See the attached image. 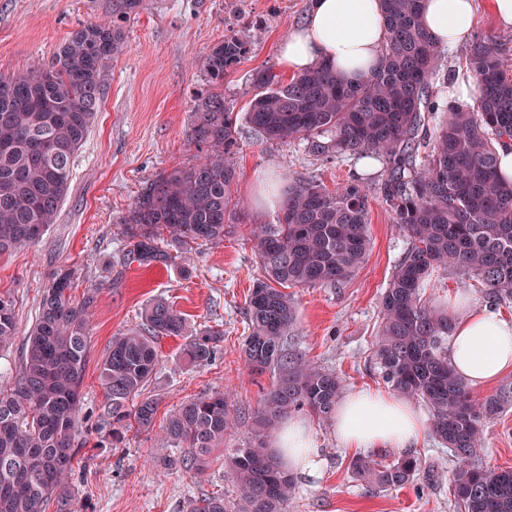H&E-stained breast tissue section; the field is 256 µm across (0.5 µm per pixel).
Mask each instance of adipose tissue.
<instances>
[{"instance_id": "ef3b65f1", "label": "adipose tissue", "mask_w": 512, "mask_h": 512, "mask_svg": "<svg viewBox=\"0 0 512 512\" xmlns=\"http://www.w3.org/2000/svg\"><path fill=\"white\" fill-rule=\"evenodd\" d=\"M423 21L438 45L453 48L469 41L476 26L474 0H424ZM384 44L381 0H312L305 21L277 47L282 70L298 75L319 63L358 79L371 73ZM456 314L448 337V361L468 384L479 386L512 370V320L495 308L452 298ZM422 412L407 399L369 387L351 389L338 402L336 438L355 453L367 448L413 446L427 429ZM277 453L291 471L312 475L321 452L303 420L286 421Z\"/></svg>"}]
</instances>
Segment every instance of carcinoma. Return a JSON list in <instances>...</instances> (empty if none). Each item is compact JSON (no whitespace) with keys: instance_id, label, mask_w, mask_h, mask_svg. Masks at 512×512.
Listing matches in <instances>:
<instances>
[{"instance_id":"1","label":"carcinoma","mask_w":512,"mask_h":512,"mask_svg":"<svg viewBox=\"0 0 512 512\" xmlns=\"http://www.w3.org/2000/svg\"><path fill=\"white\" fill-rule=\"evenodd\" d=\"M423 0H382L386 40L369 76L352 81L326 64L285 81L270 70L252 75L256 90L245 119L266 141L302 139L309 151L382 157V193L394 220L410 239L381 298L374 365L383 381L429 409L432 438L454 458L452 491L457 512H512V471L477 463L483 424L512 408V380L481 400L448 363L453 318L423 299V288L441 268L478 280L498 301L512 300V181L499 174L497 149L512 141V66L493 36L476 42L467 60L475 104L453 105L437 128L430 154L417 161L421 132L434 108L431 83L441 48L422 22ZM142 0H112V20L73 32L49 64L20 75H0V254L36 243L70 189L71 166L95 122L105 94L104 69L124 45L120 21ZM248 42L234 34L207 54L210 82L241 63ZM238 115L224 94L199 97L189 143L204 160L163 172L143 183L120 218L126 244L119 263L166 266L171 251L203 240L221 243L236 212L228 191L236 171ZM369 187L350 181L330 191L292 179L274 224H254L252 250L260 276L247 304L248 334L242 354L250 371L273 383L252 414L245 440L229 463L238 502L208 493L189 512H286L297 478L268 440L282 418L305 409L332 419L343 378L290 352L295 326L286 287H337L364 263L370 248ZM73 274L58 272L41 296L13 385L0 390V512H82L73 484L79 442L81 389L88 348L90 309L98 289L76 303ZM187 322L163 298L139 312V323L112 337L99 381L105 402L101 420L112 447L126 433L154 427L159 402L144 390L159 366L156 340L182 336ZM17 335L15 304L0 292V351ZM224 331L208 327L186 344L194 366L217 355ZM232 395L217 392L182 404L167 420L160 467L204 471L208 456L224 447L236 424ZM355 475L377 490L414 481L421 471L412 454L355 457Z\"/></svg>"}]
</instances>
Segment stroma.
Instances as JSON below:
<instances>
[{"instance_id": "stroma-1", "label": "stroma", "mask_w": 512, "mask_h": 512, "mask_svg": "<svg viewBox=\"0 0 512 512\" xmlns=\"http://www.w3.org/2000/svg\"><path fill=\"white\" fill-rule=\"evenodd\" d=\"M311 0H143L123 24V52L105 71V96L95 123L74 161L71 188L55 224L28 248L0 255V291L16 303L18 334L0 354V388L10 386L19 367L28 331L33 327L43 290L61 267L73 271L72 296L98 291L89 322L81 422V440L94 458L81 472L79 498L92 512H187L195 497L222 492L234 500L236 488L221 452H214L200 475L188 470L163 473L158 430L187 400L217 391L236 395L238 423L226 431L224 445L237 447L270 374H251L241 354L247 334L246 299L259 273L249 228L272 224L279 209L263 203L268 185L301 176L329 189L358 179L370 187L371 248L363 265L344 285L292 288L296 327L290 345L318 365L336 371L347 388H384L373 367V346L381 322V296L403 258L409 239L395 224L381 185L387 165L374 159L364 167L357 155L326 159L309 154L299 140H260L245 120L237 122L231 156L236 178L229 190L237 223L223 243L202 241L177 253L166 266L133 265L116 259L124 246L120 219L132 206L144 181L202 159L190 147L191 111L197 96L220 89L230 108L246 112L254 94L251 78L259 70H278L277 45L302 23ZM112 16V0H0V74L17 75L32 64L49 63L73 31ZM242 34L250 51L227 70L220 86L208 83L202 61L229 34ZM471 46L445 50L431 100L438 111L449 104L448 84L464 73ZM425 294L448 305L456 295L474 303L488 301L478 281L439 270ZM162 297L173 304L191 330L220 326L224 340L215 361L192 366L184 361L181 337L158 341L160 366L148 394L160 400L152 432L131 430L121 448H104L100 413L104 392L98 382L101 362L115 334L134 327L140 309ZM322 451L316 475L298 478L287 512H453L454 461L431 434L414 445L426 470L415 481L375 491L351 472L352 453L342 449L333 424L298 411ZM482 466L512 470V410L484 427Z\"/></svg>"}]
</instances>
